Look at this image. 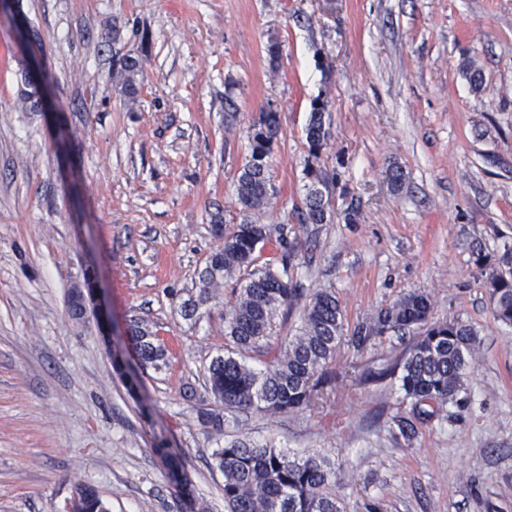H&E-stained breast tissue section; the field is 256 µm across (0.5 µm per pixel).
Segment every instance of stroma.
I'll list each match as a JSON object with an SVG mask.
<instances>
[{"label":"stroma","instance_id":"35a3bbf8","mask_svg":"<svg viewBox=\"0 0 512 512\" xmlns=\"http://www.w3.org/2000/svg\"><path fill=\"white\" fill-rule=\"evenodd\" d=\"M15 16L51 80L34 109ZM124 55L140 63L132 98L112 78ZM317 97L329 103L318 163L338 184L330 223L302 226L292 213ZM270 103L272 200L254 220L296 242L307 292L334 289L345 336L413 290L429 294L434 320L479 334L470 405L418 423L412 443L392 430L411 414L396 379H363L405 354L412 329L342 344L335 383L305 411L229 416L219 436L199 419L215 406L207 368L229 348L240 283H219L193 317L181 305L219 245L213 214L236 212L249 129ZM394 166L407 175L399 191ZM507 243L512 0H14L0 14V512H59L78 484L110 512H185L154 453L162 443L196 498L224 512L209 458L241 436L328 459L345 512H512V326L495 319L472 253ZM88 276L100 308L77 324L68 295ZM135 319L166 345L161 368L139 366Z\"/></svg>","mask_w":512,"mask_h":512}]
</instances>
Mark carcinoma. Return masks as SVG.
Wrapping results in <instances>:
<instances>
[{
	"instance_id": "cac0c4a2",
	"label": "carcinoma",
	"mask_w": 512,
	"mask_h": 512,
	"mask_svg": "<svg viewBox=\"0 0 512 512\" xmlns=\"http://www.w3.org/2000/svg\"><path fill=\"white\" fill-rule=\"evenodd\" d=\"M139 61L132 56L119 58L112 77L122 80L124 93L138 92ZM328 102L311 101L305 126L310 159L306 176L310 186L303 207L294 211L299 224H327L331 220V199L336 175L314 165L328 139L325 113ZM280 129L279 112L266 108L249 135V155L239 170L235 185L238 222L226 227L221 215L213 220L214 235L222 240L213 251L201 275L198 299H188L182 309L191 317L209 299L210 288L223 279L244 277L235 305L224 316V336L233 351L212 360L207 381L214 402L224 406L200 413L203 425L222 435L223 412L294 413L308 408L315 393L331 382L328 365L343 340L344 314L330 288H319L302 306L300 331L271 352L273 322L283 306H294L303 298V289L294 281L296 247L280 237L277 264L255 266L257 254L270 242L266 226L251 215L271 203V157ZM475 262L489 269L485 286L497 320L512 325V246L489 257L480 245L473 247ZM431 301L422 291H413L392 306L382 308L354 332L351 343L362 349L373 336L388 331L420 329L400 363L399 389L412 413L432 419L450 418L452 408L468 404L463 396L470 365L479 345L477 331L469 324L433 322ZM130 341L141 365L158 367L166 348L141 320L130 325ZM264 352L270 355L265 368L257 371L235 353ZM166 466L169 477L183 492L190 493L191 479L170 448L154 449ZM211 467L224 476L225 512H344L331 490L336 471L326 460L308 456L292 458L283 451L248 438L231 440L211 453Z\"/></svg>"
}]
</instances>
